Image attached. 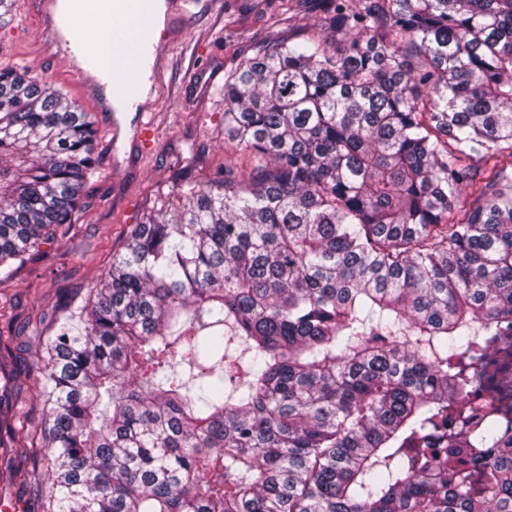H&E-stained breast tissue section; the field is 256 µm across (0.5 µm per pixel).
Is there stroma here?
Here are the masks:
<instances>
[{
  "label": "stroma",
  "instance_id": "35a3bbf8",
  "mask_svg": "<svg viewBox=\"0 0 512 512\" xmlns=\"http://www.w3.org/2000/svg\"><path fill=\"white\" fill-rule=\"evenodd\" d=\"M314 0H193L186 38L171 47L155 93L159 140L139 152L132 141L112 146V121L86 97L68 59L49 58L42 23L18 0L14 19L0 27V68L27 65L51 88L88 112L98 131V170L81 191L70 224L7 280L0 281V369L15 381L18 435H32L43 414L32 369L57 310L83 296L99 272L122 252L137 224L169 200L180 178L221 180L243 157L224 140V79L260 41L298 37L316 27Z\"/></svg>",
  "mask_w": 512,
  "mask_h": 512
}]
</instances>
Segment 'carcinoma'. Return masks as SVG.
Here are the masks:
<instances>
[{
	"label": "carcinoma",
	"instance_id": "carcinoma-1",
	"mask_svg": "<svg viewBox=\"0 0 512 512\" xmlns=\"http://www.w3.org/2000/svg\"><path fill=\"white\" fill-rule=\"evenodd\" d=\"M224 80L248 153L185 178L54 325L44 512H512V0H319ZM97 132L0 69V279Z\"/></svg>",
	"mask_w": 512,
	"mask_h": 512
}]
</instances>
